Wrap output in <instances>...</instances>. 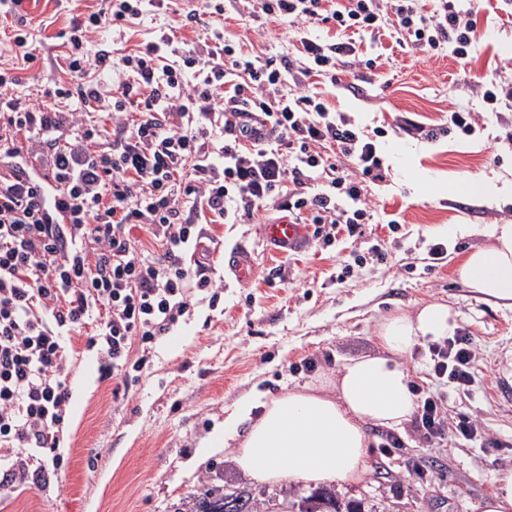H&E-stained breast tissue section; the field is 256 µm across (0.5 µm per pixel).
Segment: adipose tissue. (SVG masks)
<instances>
[{
  "label": "adipose tissue",
  "instance_id": "1",
  "mask_svg": "<svg viewBox=\"0 0 512 512\" xmlns=\"http://www.w3.org/2000/svg\"><path fill=\"white\" fill-rule=\"evenodd\" d=\"M486 235L488 245L465 256L459 277L486 299L512 307V224L492 225ZM455 328L441 302L388 316L378 329L382 354L350 360L328 387L240 399L205 444L232 447L235 468L258 486L360 483L369 472V427H403L417 409L406 357L422 341L451 336Z\"/></svg>",
  "mask_w": 512,
  "mask_h": 512
}]
</instances>
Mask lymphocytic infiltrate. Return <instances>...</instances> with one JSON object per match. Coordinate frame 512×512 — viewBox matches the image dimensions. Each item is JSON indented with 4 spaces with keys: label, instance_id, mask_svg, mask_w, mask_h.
I'll list each match as a JSON object with an SVG mask.
<instances>
[{
    "label": "lymphocytic infiltrate",
    "instance_id": "obj_1",
    "mask_svg": "<svg viewBox=\"0 0 512 512\" xmlns=\"http://www.w3.org/2000/svg\"><path fill=\"white\" fill-rule=\"evenodd\" d=\"M171 0H95L65 34L68 78L43 96L8 93L18 76L0 73V490L34 483L61 466L58 431L71 393L66 336L87 339L103 377L128 367L133 346L169 335L194 292H219L202 249L206 219L239 224L262 210L312 226L329 245L357 239L370 217L369 183L382 180L372 138L303 90L285 92L293 64L243 52L209 19L224 0H200L185 24L205 34L176 63L168 39L112 56L85 45L103 24L123 28L145 7ZM262 17L297 19L306 69L335 77L336 63L362 59L351 34L409 35L426 56L453 44L466 55L476 36L472 11L441 0L432 16L416 0H261ZM329 25L333 39L309 29ZM112 72V110L100 115V75ZM337 146L338 155L327 152ZM323 186H315V176ZM142 229L147 241L136 239ZM430 376L448 392L412 383L414 432L425 448L448 439L485 449L500 442L481 416L449 419V393L473 391L479 358L466 330L430 348Z\"/></svg>",
    "mask_w": 512,
    "mask_h": 512
}]
</instances>
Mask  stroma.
<instances>
[{"instance_id":"1","label":"stroma","mask_w":512,"mask_h":512,"mask_svg":"<svg viewBox=\"0 0 512 512\" xmlns=\"http://www.w3.org/2000/svg\"><path fill=\"white\" fill-rule=\"evenodd\" d=\"M91 4L21 0L17 8L0 9V67L17 62L11 37L19 14L30 22L37 55L23 70L17 93L48 89L65 78L60 34ZM460 7L475 10L477 18L466 58L447 47L423 59L388 28L377 41L361 42L373 68L346 63L338 66L335 81L305 78L332 111L378 137L385 178L368 187L372 217L362 237L329 247L313 242L284 255L262 236L263 225L279 220L278 211L259 212L243 224L203 225L212 241L210 275L223 285L220 299L213 303L197 293L171 335L152 344L146 364L113 378L101 377L85 335L70 336L65 355L72 400L59 433L63 463L37 484L0 493V512H189L194 496L234 471L231 450L202 442L237 399L335 381L347 361L380 353L377 329L384 318L434 301L452 308L480 356L474 394L450 396L448 414H482L503 449L452 440L443 448H423L408 424L400 431L403 447L386 448L385 429L373 426L367 479L335 490L339 498L363 502L367 512H478L498 472L512 469V404L494 392L500 376L512 375V307L483 299L463 284L457 268L467 253L487 245L489 225L512 222V203L421 190L415 176L445 184L470 175L489 178L498 189L512 186V112L484 111L472 88L482 80L512 82V5L461 0ZM178 8L124 29L103 28L87 50L131 49L169 32L174 43L168 57L177 59L202 34L181 24L186 0ZM216 24L243 52L302 61L299 43L279 34L276 23L244 22L230 8ZM455 110L478 113L473 134L449 129L448 114ZM414 126L437 136L413 135ZM392 219L398 222L393 231L387 226ZM451 224L479 230L451 237ZM437 242L447 248L439 260L429 254ZM375 244L386 262L356 266L354 251ZM235 249L253 263L248 283L236 282L224 267L225 252ZM281 268L288 274L284 283L275 276ZM310 359L315 369H307ZM119 387L126 395L115 396ZM417 464L425 478L412 476Z\"/></svg>"}]
</instances>
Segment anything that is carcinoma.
<instances>
[{"mask_svg":"<svg viewBox=\"0 0 512 512\" xmlns=\"http://www.w3.org/2000/svg\"><path fill=\"white\" fill-rule=\"evenodd\" d=\"M227 487L231 488V494L240 503L237 512H364L361 503L353 500L342 501L336 496V492L330 489L314 491L300 508L292 501L295 494L290 492V501L277 509L268 504L262 511L260 502L254 499L252 493L244 487L235 485L231 479L227 481V486L208 488L195 497L190 512H224V490Z\"/></svg>","mask_w":512,"mask_h":512,"instance_id":"1","label":"carcinoma"}]
</instances>
